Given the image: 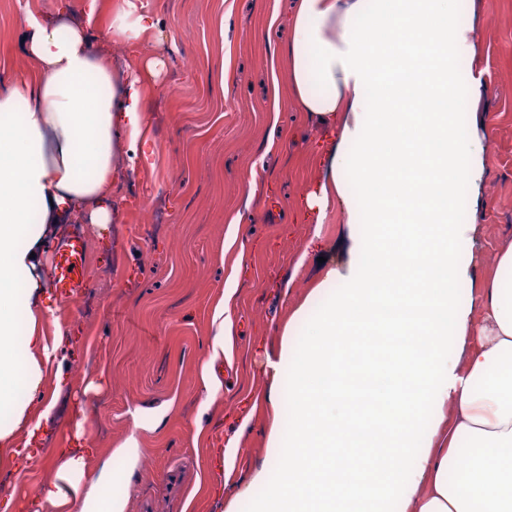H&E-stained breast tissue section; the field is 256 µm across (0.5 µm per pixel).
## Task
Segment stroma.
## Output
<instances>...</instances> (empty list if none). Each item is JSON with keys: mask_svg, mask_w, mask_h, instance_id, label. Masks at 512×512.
<instances>
[{"mask_svg": "<svg viewBox=\"0 0 512 512\" xmlns=\"http://www.w3.org/2000/svg\"><path fill=\"white\" fill-rule=\"evenodd\" d=\"M158 26L139 45H116L120 64L165 60L148 96L160 156L120 190L118 220L102 233L65 219L59 235L80 231L89 286L66 302L74 321L66 347V386L48 378L56 399L43 421L35 459L0 469V507L11 492L34 493L52 475L50 451L72 418L71 384L92 371L108 391L87 405V432L109 452L136 436L139 459L117 492L124 512H252L274 484L259 471L280 469L266 448L272 421L287 423V378L273 379L291 312H318L333 288L311 297L326 265L340 263L347 231L341 213L313 227L300 207L313 157L327 137L306 113L284 106L286 68L278 54L290 37L292 0H139ZM475 29L474 58L462 76L481 73L468 98L484 142L479 196L465 194L460 220L479 227L480 244L461 257L472 278L458 282L469 301L473 281L493 274L512 241V0H464ZM17 0H0V87L30 67ZM191 47L180 56L178 45ZM261 187L248 196L251 177ZM237 290L233 335L224 345V397L205 407L200 367L210 352L215 300ZM281 399L270 407L268 394ZM143 425L132 427V411ZM249 429L239 433L241 420ZM202 435H195V424ZM238 438L233 464L218 463L219 444Z\"/></svg>", "mask_w": 512, "mask_h": 512, "instance_id": "35a3bbf8", "label": "stroma"}]
</instances>
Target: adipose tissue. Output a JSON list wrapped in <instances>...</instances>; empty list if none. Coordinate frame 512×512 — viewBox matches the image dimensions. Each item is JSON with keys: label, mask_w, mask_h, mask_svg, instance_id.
<instances>
[{"label": "adipose tissue", "mask_w": 512, "mask_h": 512, "mask_svg": "<svg viewBox=\"0 0 512 512\" xmlns=\"http://www.w3.org/2000/svg\"><path fill=\"white\" fill-rule=\"evenodd\" d=\"M109 42L152 34L136 0H110ZM99 0L82 21L68 0L55 18L27 14L31 72L0 91V459L36 440L54 411L44 385L65 359L60 299L39 271L46 227L75 215L110 224L112 188L157 152L145 101L157 64L116 69L94 49ZM460 0H294L288 101L336 138L314 160L303 205L312 223L335 210L366 232L326 270L336 295L280 360L293 370L287 427L267 448L288 460L254 512H512V242L496 275L461 303L460 252L477 225L461 224V189L478 190L483 147L461 135L457 104L478 95L462 80L474 56ZM235 293L216 303L210 359L200 370L206 404L224 382L214 369L231 333ZM22 345H15V337ZM88 443L78 416L31 512H124L122 481Z\"/></svg>", "instance_id": "1"}]
</instances>
